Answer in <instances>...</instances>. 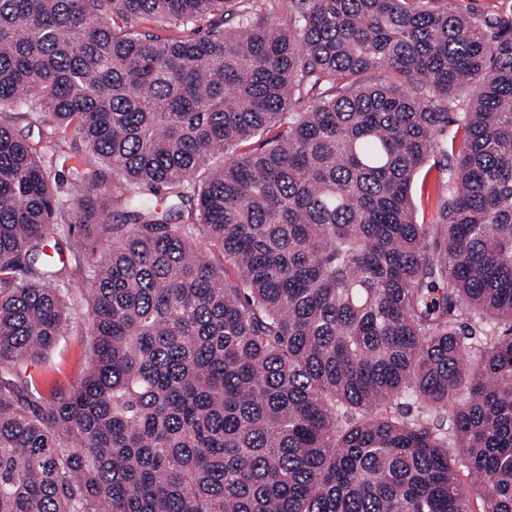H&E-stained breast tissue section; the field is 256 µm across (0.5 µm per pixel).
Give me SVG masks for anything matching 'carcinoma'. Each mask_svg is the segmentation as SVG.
Listing matches in <instances>:
<instances>
[{"instance_id": "cac0c4a2", "label": "carcinoma", "mask_w": 512, "mask_h": 512, "mask_svg": "<svg viewBox=\"0 0 512 512\" xmlns=\"http://www.w3.org/2000/svg\"><path fill=\"white\" fill-rule=\"evenodd\" d=\"M273 2L0 0V512H512V8ZM74 147H76V146L75 145L73 146L70 143V141L67 143H65V142L59 143V146L57 147L58 153L56 156L57 166H55L53 163L52 167H50L52 177L54 176V174L57 171L63 170L61 168V166L64 161H65L64 172H65V176L67 177L68 180H70L72 178V176L68 172V169L70 170V172H72V170H71L72 168H78V171L82 172V173L85 171V167L81 166L80 159L78 157L74 156L75 151H76V149ZM85 172H87V171H85ZM434 162H438L435 166ZM446 161H443L440 155H436L434 158L430 159V162L427 163L426 167L419 174L416 183L412 189V199L414 204V212L416 216V220L418 224H437L438 215H437V196L436 191L432 192L431 198L429 201L426 200L427 194L421 197V182L424 176L425 171L431 166V170L427 177V186L430 190L433 188L434 184L437 183V179L439 175L443 177L445 180L447 178V174L445 171L444 164ZM77 226H73L72 239L84 242V259L80 265L70 262L69 275L72 284L77 286L72 295L71 318L67 323L66 335L62 337L56 349L49 352L44 359L28 367V373L36 380L45 376L56 379L65 389L75 385L84 368L87 341L89 339V320L85 301L81 294L90 288L91 280L88 278V260L94 254L112 247V232L99 225L90 226L87 235Z\"/></svg>"}]
</instances>
